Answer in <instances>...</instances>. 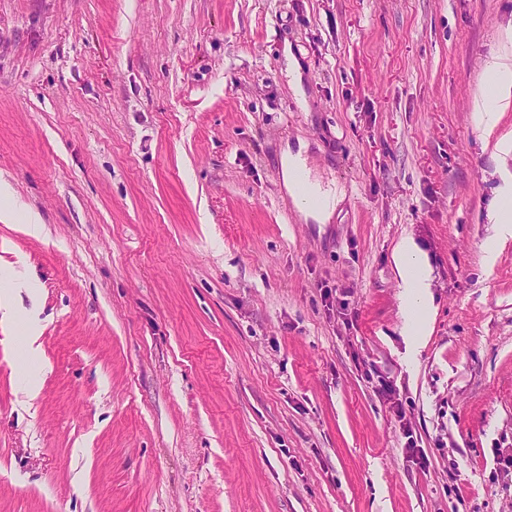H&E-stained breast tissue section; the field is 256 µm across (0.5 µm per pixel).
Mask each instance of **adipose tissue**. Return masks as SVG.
I'll return each instance as SVG.
<instances>
[{
  "mask_svg": "<svg viewBox=\"0 0 512 512\" xmlns=\"http://www.w3.org/2000/svg\"><path fill=\"white\" fill-rule=\"evenodd\" d=\"M484 70L490 82L487 96L492 99L494 106L500 110L512 107V54L501 52L492 55L485 62ZM307 170V160L302 152L288 151L283 154L284 185L294 206L300 207L305 218L319 224L330 223L344 196L339 190L321 187L319 181L313 179L309 185L321 189L324 203L317 208L304 206L301 201L299 176ZM392 259L399 277L404 330L407 335L417 340L424 334L423 326L432 308L428 261L410 238L399 242Z\"/></svg>",
  "mask_w": 512,
  "mask_h": 512,
  "instance_id": "obj_1",
  "label": "adipose tissue"
}]
</instances>
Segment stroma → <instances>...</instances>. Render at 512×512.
Listing matches in <instances>:
<instances>
[{
    "mask_svg": "<svg viewBox=\"0 0 512 512\" xmlns=\"http://www.w3.org/2000/svg\"><path fill=\"white\" fill-rule=\"evenodd\" d=\"M508 29L512 0H0V182L44 225L0 223L41 330L28 361L0 325V512H512V108L474 110ZM282 172L285 188L288 196L292 199L293 205L298 209L306 219H312L317 224H329L338 205L343 201V193L337 188L323 187L322 184L311 178L307 167V160L300 149L292 152L288 147L282 156ZM305 175L308 185L317 191L323 193L324 204L318 208L303 207L301 204V187L298 173ZM491 222L495 224L500 239L512 237V182L505 180L499 191V203L492 211ZM392 259L399 277L404 330L417 343L424 336L423 326L432 308L428 261L411 238L399 242Z\"/></svg>",
    "mask_w": 512,
    "mask_h": 512,
    "instance_id": "1",
    "label": "stroma"
}]
</instances>
